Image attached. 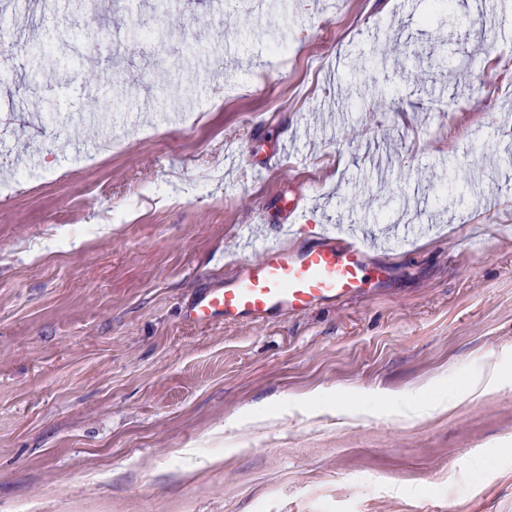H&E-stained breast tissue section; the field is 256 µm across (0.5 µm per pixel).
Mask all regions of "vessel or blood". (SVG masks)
<instances>
[{
  "label": "vessel or blood",
  "mask_w": 512,
  "mask_h": 512,
  "mask_svg": "<svg viewBox=\"0 0 512 512\" xmlns=\"http://www.w3.org/2000/svg\"><path fill=\"white\" fill-rule=\"evenodd\" d=\"M392 278L389 267L368 262L355 238L320 233L300 249L264 243L256 257L238 263L232 278L201 289L186 319L195 325L267 322L371 299Z\"/></svg>",
  "instance_id": "b4317fda"
}]
</instances>
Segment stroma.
<instances>
[{"label": "stroma", "mask_w": 512, "mask_h": 512, "mask_svg": "<svg viewBox=\"0 0 512 512\" xmlns=\"http://www.w3.org/2000/svg\"><path fill=\"white\" fill-rule=\"evenodd\" d=\"M26 41L79 65L0 76V512H512V0H0ZM291 197L388 290L186 323ZM503 380L499 365L495 362H485L474 371L465 389L471 395H483L501 385ZM418 394L422 398H426V403L423 406L404 404V405H393L389 403L387 405L388 411H392L397 414H421L424 412L428 413H443L448 411L451 407V399L445 393H438L433 391L429 386H422L417 390Z\"/></svg>", "instance_id": "stroma-1"}]
</instances>
